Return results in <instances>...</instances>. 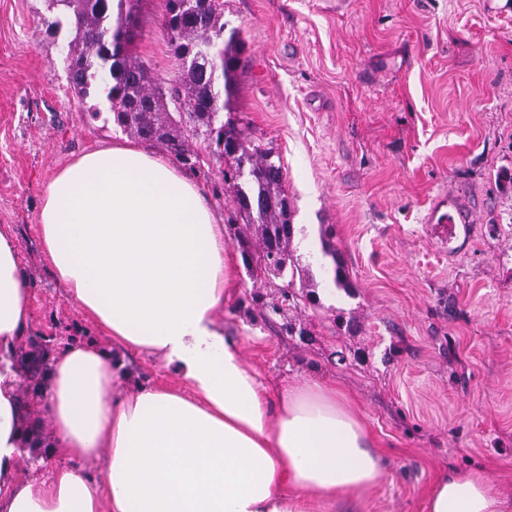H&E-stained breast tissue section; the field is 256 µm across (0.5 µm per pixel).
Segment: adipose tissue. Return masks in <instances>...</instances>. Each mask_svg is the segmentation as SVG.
Here are the masks:
<instances>
[{
  "mask_svg": "<svg viewBox=\"0 0 512 512\" xmlns=\"http://www.w3.org/2000/svg\"><path fill=\"white\" fill-rule=\"evenodd\" d=\"M39 225L52 277L111 346L50 352L42 433L17 363L31 285L0 227V512H313L381 481L371 437L335 384L301 376L270 398L225 339L224 226L168 160L126 141L86 152L48 185ZM123 350L159 358L177 383L119 388ZM28 448L67 463L24 477ZM98 458L97 479L82 463ZM426 512H512V495L481 472H451Z\"/></svg>",
  "mask_w": 512,
  "mask_h": 512,
  "instance_id": "obj_1",
  "label": "adipose tissue"
}]
</instances>
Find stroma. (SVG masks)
<instances>
[{"mask_svg":"<svg viewBox=\"0 0 512 512\" xmlns=\"http://www.w3.org/2000/svg\"><path fill=\"white\" fill-rule=\"evenodd\" d=\"M45 0H0V227L32 284L30 333L103 336L39 246L46 185L78 155L126 137L88 120L64 63L74 32L46 36ZM160 0L126 21L156 76L177 62ZM245 43L232 116L279 156L300 264L315 301L273 313L283 279H251L256 243L229 223L224 159L196 141L190 174L226 221L236 259L224 335L271 394L299 374L335 382L377 443L384 476L316 512H424L450 469L482 467L512 493V0H224ZM461 204L448 242L431 212ZM353 284L337 289L321 232ZM295 334H288V326Z\"/></svg>","mask_w":512,"mask_h":512,"instance_id":"obj_1","label":"stroma"}]
</instances>
